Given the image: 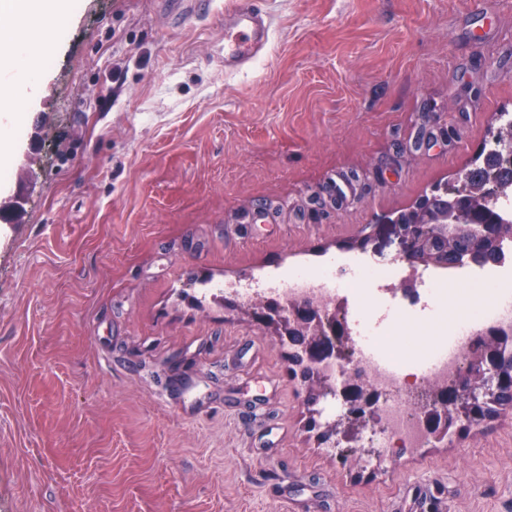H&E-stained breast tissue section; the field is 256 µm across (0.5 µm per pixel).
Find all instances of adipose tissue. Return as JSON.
Instances as JSON below:
<instances>
[{
    "mask_svg": "<svg viewBox=\"0 0 512 512\" xmlns=\"http://www.w3.org/2000/svg\"><path fill=\"white\" fill-rule=\"evenodd\" d=\"M76 8L75 0H0V12L12 18L52 15L65 19ZM33 52L14 27L0 30V72L10 75L8 82L0 84V158L8 154L12 144L16 107L37 92L38 82L30 64Z\"/></svg>",
    "mask_w": 512,
    "mask_h": 512,
    "instance_id": "ef3b65f1",
    "label": "adipose tissue"
}]
</instances>
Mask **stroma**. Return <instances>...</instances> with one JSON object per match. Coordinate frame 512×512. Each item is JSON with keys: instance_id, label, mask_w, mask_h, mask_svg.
<instances>
[{"instance_id": "obj_1", "label": "stroma", "mask_w": 512, "mask_h": 512, "mask_svg": "<svg viewBox=\"0 0 512 512\" xmlns=\"http://www.w3.org/2000/svg\"><path fill=\"white\" fill-rule=\"evenodd\" d=\"M229 2L31 21L51 54L0 176V512H407L424 481L443 512H512V409L342 462L269 331L180 298L339 255L453 186L512 113V0H260L270 40L242 68ZM424 121L453 141L397 156ZM333 183L345 201L312 219ZM443 330L399 315L384 341L420 354Z\"/></svg>"}]
</instances>
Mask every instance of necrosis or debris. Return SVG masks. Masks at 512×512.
I'll use <instances>...</instances> for the list:
<instances>
[{"label": "necrosis or debris", "mask_w": 512, "mask_h": 512, "mask_svg": "<svg viewBox=\"0 0 512 512\" xmlns=\"http://www.w3.org/2000/svg\"><path fill=\"white\" fill-rule=\"evenodd\" d=\"M433 271L413 270L401 262H383L372 254L333 257L319 269L296 268L255 284L227 282L213 289L241 306L276 302L290 316L295 302L307 299L327 315L344 320L352 338V361L320 363L330 383L353 379L362 387L385 392L377 408L378 428L365 440L387 458L397 448L425 444L427 428L411 398L412 391L448 383L462 371L473 341L491 329L512 335V258L480 267L449 268L448 280L465 286L472 313L450 328L420 359L393 354L382 340L383 328L396 311L429 319L448 303V291L427 287ZM368 285L370 316L357 308V290Z\"/></svg>", "instance_id": "4bbe7bcc"}]
</instances>
